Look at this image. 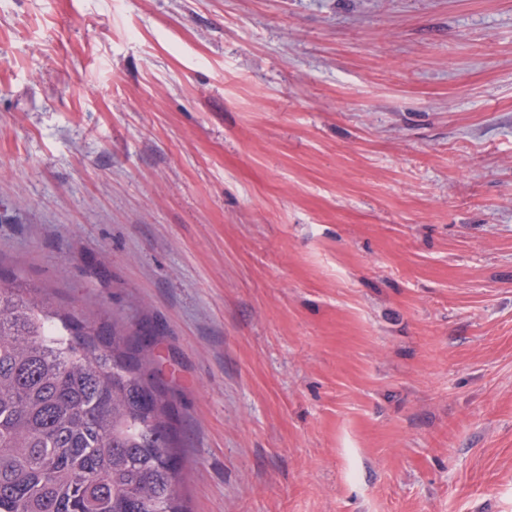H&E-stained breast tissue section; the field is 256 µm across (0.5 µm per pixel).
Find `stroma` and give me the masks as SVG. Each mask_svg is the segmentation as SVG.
<instances>
[{"label": "stroma", "mask_w": 512, "mask_h": 512, "mask_svg": "<svg viewBox=\"0 0 512 512\" xmlns=\"http://www.w3.org/2000/svg\"><path fill=\"white\" fill-rule=\"evenodd\" d=\"M153 334L189 512H512V0H0V271Z\"/></svg>", "instance_id": "1"}]
</instances>
